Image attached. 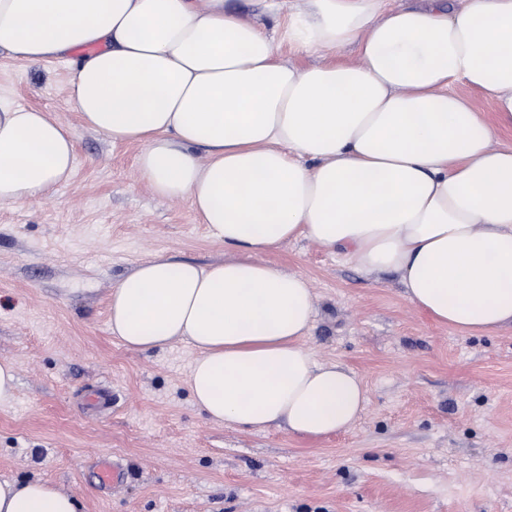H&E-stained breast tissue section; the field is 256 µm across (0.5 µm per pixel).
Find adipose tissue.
Returning a JSON list of instances; mask_svg holds the SVG:
<instances>
[{
  "label": "adipose tissue",
  "instance_id": "1",
  "mask_svg": "<svg viewBox=\"0 0 512 512\" xmlns=\"http://www.w3.org/2000/svg\"><path fill=\"white\" fill-rule=\"evenodd\" d=\"M278 40L358 57L301 71L277 60ZM85 46L69 93L84 126L141 143L154 195L188 201L224 245L206 267L141 262L109 297V329L129 349L192 345L188 387L210 420L318 438L369 402L355 372L302 344L308 279L257 259L299 236L395 276L440 324L512 326V146L491 148V127L452 89L483 90L512 126V0H305L275 40L227 0H0V51L14 59ZM74 158L66 127L0 103L1 203L40 199ZM0 512L78 504L39 479L3 481Z\"/></svg>",
  "mask_w": 512,
  "mask_h": 512
}]
</instances>
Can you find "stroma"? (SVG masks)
Returning a JSON list of instances; mask_svg holds the SVG:
<instances>
[{
  "mask_svg": "<svg viewBox=\"0 0 512 512\" xmlns=\"http://www.w3.org/2000/svg\"><path fill=\"white\" fill-rule=\"evenodd\" d=\"M75 55L0 53V101L70 128L75 169L37 201L0 203V481L41 479L80 512H512V328L466 334L402 287L299 238L260 262L306 276L316 316L304 345L358 373L370 400L349 431L319 438L211 421L191 399L186 342L140 352L108 328L117 280L156 256L223 260L187 201L154 196L141 144L84 127L69 99ZM107 388L110 408L85 404ZM122 483H100L101 461ZM17 376L14 365L9 360L0 361V403H7L14 398Z\"/></svg>",
  "mask_w": 512,
  "mask_h": 512,
  "instance_id": "35a3bbf8",
  "label": "stroma"
}]
</instances>
